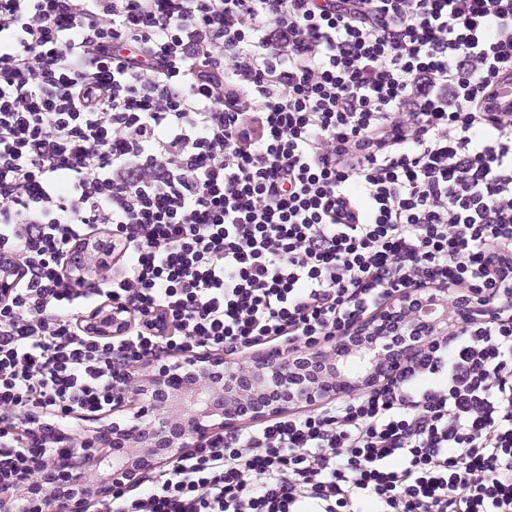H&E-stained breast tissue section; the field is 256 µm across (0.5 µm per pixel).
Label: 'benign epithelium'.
<instances>
[{
  "label": "benign epithelium",
  "instance_id": "7a95c632",
  "mask_svg": "<svg viewBox=\"0 0 512 512\" xmlns=\"http://www.w3.org/2000/svg\"><path fill=\"white\" fill-rule=\"evenodd\" d=\"M91 273L86 263L75 266L71 282L88 287L93 284ZM448 306L446 292L426 298L409 295L366 325L364 335L370 341L356 344L341 337L330 351L270 350L242 362L202 355L163 361L148 382L134 381L137 410L84 437L82 447L66 456L69 463L56 471L58 482L78 485L81 494L32 495L30 490L43 483V475H26L14 485H0V512H86L90 502L108 498L113 486L131 489L149 471L208 439L215 428H233L244 406L251 420L261 422L290 405H313L366 391L406 357V348L392 349L389 325L402 316L403 336H446L466 319L450 318ZM114 316L119 313L108 310L93 320L100 335L114 333ZM111 446L114 451L108 454L97 452Z\"/></svg>",
  "mask_w": 512,
  "mask_h": 512
}]
</instances>
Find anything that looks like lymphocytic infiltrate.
<instances>
[{
  "instance_id": "lymphocytic-infiltrate-1",
  "label": "lymphocytic infiltrate",
  "mask_w": 512,
  "mask_h": 512,
  "mask_svg": "<svg viewBox=\"0 0 512 512\" xmlns=\"http://www.w3.org/2000/svg\"><path fill=\"white\" fill-rule=\"evenodd\" d=\"M507 66L512 0H0V484L144 363L323 348L446 288L492 319L99 512H512V112L481 109Z\"/></svg>"
}]
</instances>
